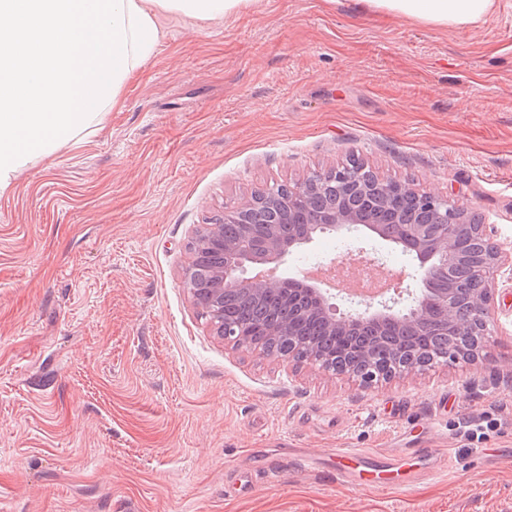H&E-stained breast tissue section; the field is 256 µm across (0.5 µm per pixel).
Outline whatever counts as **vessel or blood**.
Returning <instances> with one entry per match:
<instances>
[{"mask_svg":"<svg viewBox=\"0 0 512 512\" xmlns=\"http://www.w3.org/2000/svg\"><path fill=\"white\" fill-rule=\"evenodd\" d=\"M336 475L346 484L371 491L412 488L423 469L424 461L441 466V458L431 457L422 448H408L391 463H377L368 454L352 448L339 449Z\"/></svg>","mask_w":512,"mask_h":512,"instance_id":"obj_1","label":"vessel or blood"}]
</instances>
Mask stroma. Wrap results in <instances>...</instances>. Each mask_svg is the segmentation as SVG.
Masks as SVG:
<instances>
[{
  "label": "stroma",
  "mask_w": 512,
  "mask_h": 512,
  "mask_svg": "<svg viewBox=\"0 0 512 512\" xmlns=\"http://www.w3.org/2000/svg\"><path fill=\"white\" fill-rule=\"evenodd\" d=\"M160 22L104 129L0 195V512H512V285L478 360L366 389L225 349L182 278L196 225L353 157L467 203L511 249L512 0L448 30L355 0ZM339 256L421 285L363 234L320 236L278 272ZM487 413L498 428L467 440L462 418ZM413 447L447 467L407 492L292 458Z\"/></svg>",
  "instance_id": "35a3bbf8"
}]
</instances>
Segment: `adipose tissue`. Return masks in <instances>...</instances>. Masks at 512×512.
Masks as SVG:
<instances>
[{
	"label": "adipose tissue",
	"mask_w": 512,
	"mask_h": 512,
	"mask_svg": "<svg viewBox=\"0 0 512 512\" xmlns=\"http://www.w3.org/2000/svg\"><path fill=\"white\" fill-rule=\"evenodd\" d=\"M254 0H0V192L30 164L105 126L152 59L162 15L226 20ZM379 16L475 26L496 0H357Z\"/></svg>",
	"instance_id": "obj_1"
}]
</instances>
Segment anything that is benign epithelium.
<instances>
[{
	"mask_svg": "<svg viewBox=\"0 0 512 512\" xmlns=\"http://www.w3.org/2000/svg\"><path fill=\"white\" fill-rule=\"evenodd\" d=\"M363 174L368 176L372 171L364 165L357 169L341 164L323 176L350 190ZM320 190L316 176L311 175L288 186V196L284 198L254 197L236 212L225 215L224 223L201 224L195 228L194 246L184 270V280L197 274L209 250L216 246L224 248V265L209 270L212 288L209 289L208 311L212 316V335L233 350L251 353L259 361H299L295 350L284 356L272 355L259 343L243 342L238 329L224 324L225 292L234 291L248 299L280 292L304 300L307 304L304 313L320 318L333 336H345L353 328L371 330L376 336L391 327H409L420 333L431 328L433 334L448 338V344L437 354L438 360L444 363L476 361L490 335L494 277L512 282V254L503 251L490 225L476 220L467 206L453 198L398 181L384 182L385 198H404L411 207L402 220L394 223L397 237L392 242L412 258L420 280L431 282L441 277L446 279L445 288L411 290L404 299L382 297L366 301L351 295L349 306L342 310L336 304V296L301 276L265 279L253 276L255 264H284L296 249L321 234L346 236L359 231L360 226L367 223L362 210L352 204L310 213L304 211L306 203ZM263 209L274 211L279 222L290 224L293 223V213L303 211L301 231L288 237L271 234L255 240L244 230L238 239L224 240V224L239 222L244 212ZM467 234L484 242L487 255L470 266L468 278L471 287L460 288L453 279V266L458 256V244Z\"/></svg>",
	"mask_w": 512,
	"mask_h": 512,
	"instance_id": "7a95c632",
	"label": "benign epithelium"
}]
</instances>
